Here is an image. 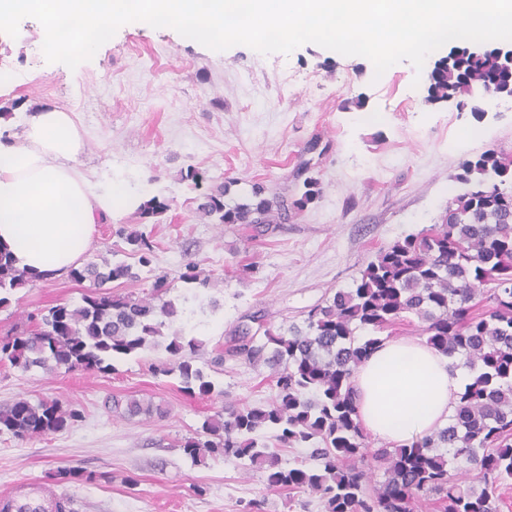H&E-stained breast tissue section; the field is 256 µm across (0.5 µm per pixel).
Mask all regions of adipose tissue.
Here are the masks:
<instances>
[{
  "mask_svg": "<svg viewBox=\"0 0 512 512\" xmlns=\"http://www.w3.org/2000/svg\"><path fill=\"white\" fill-rule=\"evenodd\" d=\"M0 117V247L18 268L50 279L79 266L96 224L114 213L111 180L78 169L83 134L72 113L46 106L13 132ZM467 373L407 336L385 340L354 378L358 419L378 442L408 445L446 425Z\"/></svg>",
  "mask_w": 512,
  "mask_h": 512,
  "instance_id": "ef3b65f1",
  "label": "adipose tissue"
}]
</instances>
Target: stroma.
I'll return each instance as SVG.
<instances>
[{"mask_svg":"<svg viewBox=\"0 0 512 512\" xmlns=\"http://www.w3.org/2000/svg\"><path fill=\"white\" fill-rule=\"evenodd\" d=\"M40 24L23 19L18 37L0 32V112L24 116L51 104L71 112L83 132L80 158L90 181L111 174L121 193L115 215L97 225L89 263L133 258L115 230L141 229L154 244L153 267L184 309L177 325L196 337V364L215 384L211 396L184 392L157 347L116 361L108 374L0 366V403L24 397L81 412L68 430L40 438L0 435V489L17 480L56 483L63 468L97 474L61 484L72 512H322L308 492L269 488L261 469L220 458L195 465L180 443L227 405L260 406L274 391L265 365L224 349L240 327L279 330L350 287L395 240L438 223L459 192L460 164L487 149L512 155V98L431 102L427 72L403 61L376 75L370 60L307 43L263 55L236 45L216 52L175 30L121 26L90 61L69 69L47 62ZM206 174L204 189L228 186L227 202H246L253 185L268 198L297 199L298 168L320 182L319 198L263 235L201 218L187 167ZM158 196L170 208L142 224L129 201ZM208 287L187 284V261ZM253 264L250 273L241 272ZM86 285L69 275L18 289L0 309V336L21 316L61 302L78 304ZM155 406L129 416L111 400ZM136 485H128V477Z\"/></svg>","mask_w":512,"mask_h":512,"instance_id":"stroma-1","label":"stroma"}]
</instances>
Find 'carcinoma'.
Instances as JSON below:
<instances>
[{"mask_svg":"<svg viewBox=\"0 0 512 512\" xmlns=\"http://www.w3.org/2000/svg\"><path fill=\"white\" fill-rule=\"evenodd\" d=\"M480 86L492 97H512V67L499 48L475 56L453 47L428 74V100L469 96ZM460 168L457 180L465 190L449 203L441 223L382 250L354 287L310 309L301 325L264 330L260 341L247 328L238 331L225 353L269 367L276 395L264 407L230 405L205 419L180 444L192 462L211 456L262 468L271 489L308 491L323 512H419L426 501L443 512H500L496 489L512 480V159L487 149ZM303 188L289 205L264 197L259 188L251 202L230 205L220 186L201 194L197 210L219 224L256 232L320 194L314 177L305 178ZM167 210L168 201L157 196L138 208L145 220ZM116 234L153 274L150 296L105 290L113 281L138 277L124 262L74 267L72 281L92 283L82 304L59 303L28 315L33 328L17 325L0 338V365L107 374L115 371L116 360L160 346L165 321L181 316L177 303L164 299L168 276L153 273L149 236L125 228ZM179 279L207 284L193 262L184 265ZM37 281L0 251V309L10 305L13 291ZM410 316L423 323L429 345L465 358L475 375L458 396L448 426L409 445L371 450L358 422L353 378L384 341L381 334ZM360 330L373 335L361 336ZM163 346L169 364L162 372L178 374L188 393L214 392V383L195 364L199 340L176 332ZM79 418L77 410L57 401L19 398L0 405V434L46 436ZM266 430L273 448L262 440ZM286 448H303L306 456L285 467L280 452ZM455 469L477 472L483 487H462Z\"/></svg>","mask_w":512,"mask_h":512,"instance_id":"obj_1","label":"carcinoma"}]
</instances>
